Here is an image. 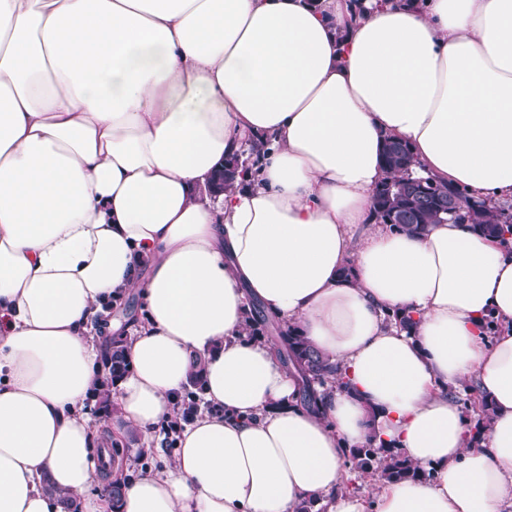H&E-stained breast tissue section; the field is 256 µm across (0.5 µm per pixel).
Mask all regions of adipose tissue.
I'll list each match as a JSON object with an SVG mask.
<instances>
[{
  "label": "adipose tissue",
  "instance_id": "adipose-tissue-1",
  "mask_svg": "<svg viewBox=\"0 0 512 512\" xmlns=\"http://www.w3.org/2000/svg\"><path fill=\"white\" fill-rule=\"evenodd\" d=\"M390 139L512 200V0H0V512H512V244L377 217ZM132 293L144 317L107 319ZM254 303L336 365L311 404ZM115 338L116 432L204 392L114 504L85 401ZM370 442L430 478L346 490Z\"/></svg>",
  "mask_w": 512,
  "mask_h": 512
}]
</instances>
